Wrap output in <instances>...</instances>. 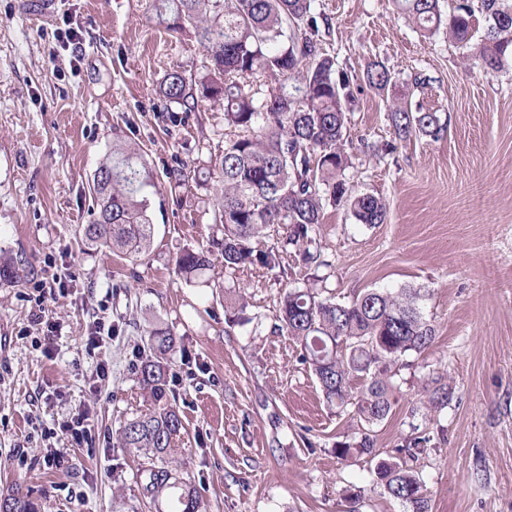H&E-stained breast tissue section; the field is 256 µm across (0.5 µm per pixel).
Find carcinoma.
<instances>
[{"label": "carcinoma", "mask_w": 512, "mask_h": 512, "mask_svg": "<svg viewBox=\"0 0 512 512\" xmlns=\"http://www.w3.org/2000/svg\"><path fill=\"white\" fill-rule=\"evenodd\" d=\"M167 28L188 32L208 53L206 72L189 81L179 70L165 74L161 93L170 103L192 112L202 102L224 108V155L211 167L201 162L166 170L169 184L182 188L217 178L208 199L220 235L207 249L183 250L179 273L192 281L215 268L235 278L260 268L285 271L293 258L304 272V285L286 289L280 298L278 324L300 348L299 363L315 377L327 404L353 409L362 432L354 444L338 445L336 456L354 455L375 462L374 481L404 512H431L426 482L409 465L432 438L409 436L388 458L379 457L374 427L391 416L400 392L401 372L409 357L430 349L435 326L421 306L422 289L372 288L346 303L321 296L308 284L310 271L326 264L317 236L326 204H344L361 224L385 222L386 200L354 195L346 180L348 104L354 76L336 68L319 38L313 0H157ZM425 35L444 28L461 47L475 51L484 66L498 70L512 60V3L509 0H456L443 16L439 0H392ZM256 73L270 80L265 93L247 79ZM369 86L385 91L394 76L380 63L365 73ZM395 139L436 138L444 130L441 116L411 101H398L389 113ZM147 160L136 144L112 141L89 187L93 221L83 225L84 241L138 260L149 254L153 224L144 188ZM148 352H136L137 380L151 401L147 413L120 426V444L143 451L144 495L163 503L167 512H201L194 486L169 467L172 444L184 430L183 418L169 399V362L180 340L163 327L148 332ZM428 409L448 406L452 388L440 375L422 383ZM0 512H31L14 493L0 501Z\"/></svg>", "instance_id": "carcinoma-1"}]
</instances>
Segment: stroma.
<instances>
[{"instance_id":"35a3bbf8","label":"stroma","mask_w":512,"mask_h":512,"mask_svg":"<svg viewBox=\"0 0 512 512\" xmlns=\"http://www.w3.org/2000/svg\"><path fill=\"white\" fill-rule=\"evenodd\" d=\"M28 0H0V252L18 281L0 282V495L20 491L34 512H156L141 486L147 458L120 447L119 427L147 408L132 366L155 325L181 340L170 399L185 432L174 447L181 477L207 512H347L344 488L362 490L359 512H403L376 486L365 458H337L360 423L327 406L291 339L273 330L290 276L240 275L247 305L224 323L222 270L187 282L180 251L208 247L216 231L211 185L171 187L166 169L224 154V111L185 112L163 98L167 71L201 76L209 57L193 36L167 29L153 0H54L48 16ZM319 35L337 68L356 74L346 177L383 196L384 223H358L327 207L319 238L323 296L344 303L369 288H424L432 347L403 370L392 415L377 429L390 452L411 434L433 441L417 466L431 512H512V63L484 70L446 31L422 36L390 0H314ZM81 36L66 43V29ZM394 76L370 88V63ZM405 98L439 113L437 139L394 140L388 113ZM139 145L154 235L148 258L88 248L89 185L113 139ZM64 294L48 295L53 278ZM43 311L53 343L31 322ZM113 324L87 352L89 324ZM109 377L93 381L98 362ZM436 371L453 398L440 416L414 382ZM91 408L92 446L56 444L65 463L47 471L45 427Z\"/></svg>"}]
</instances>
